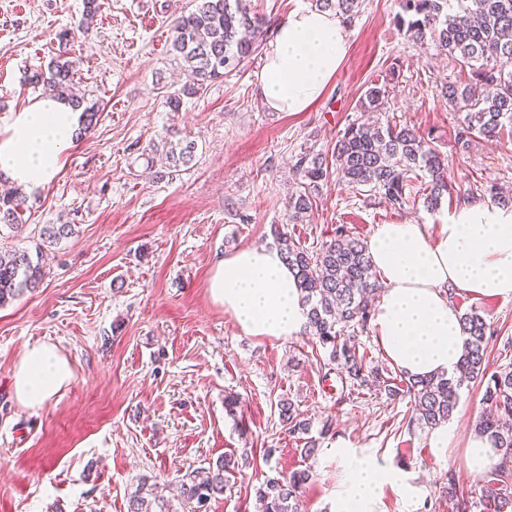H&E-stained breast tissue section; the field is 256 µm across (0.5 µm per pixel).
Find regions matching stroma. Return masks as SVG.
<instances>
[{
  "label": "stroma",
  "instance_id": "1",
  "mask_svg": "<svg viewBox=\"0 0 512 512\" xmlns=\"http://www.w3.org/2000/svg\"><path fill=\"white\" fill-rule=\"evenodd\" d=\"M406 0H361L347 27L349 49L321 100L307 112H274L256 90L264 55L186 97L179 113L166 93L186 77L170 51L171 21L190 0H97L88 33L68 45L76 87L97 104V125L62 156L47 184L28 190L26 225H0V247L35 249L46 224L74 235L45 248L39 287L0 307V512H127L142 480L176 486L180 475L218 457L237 466L207 512H257L256 491L270 477L307 470L301 512H334L343 469L340 448L403 468L409 488L384 487L373 512H451L447 488L476 499L483 478L463 467L485 383L472 382L448 422L445 462H435L429 429L409 421L407 401L353 387L325 370L328 352L302 334L287 340L246 335L212 300L215 263L238 249L274 246L287 231L307 250L337 227L370 239L381 224L439 223L444 210L399 211L324 182L313 208L288 219L299 190L301 155L330 154L371 84L387 85L380 123L416 129L466 186L512 195V136L459 150L456 122L440 98L443 83L468 74L431 40L417 42L399 23ZM85 0H0V129L42 97L30 75L47 69L56 35L76 28ZM197 144L177 169L147 164L167 130ZM461 311L483 315L492 332L488 372L512 339V299L457 293ZM54 344L72 382L39 409L22 407L12 372L23 351ZM238 397L227 412L226 396ZM308 420L319 451L301 453L278 402Z\"/></svg>",
  "mask_w": 512,
  "mask_h": 512
}]
</instances>
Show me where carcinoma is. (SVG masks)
Instances as JSON below:
<instances>
[{
	"label": "carcinoma",
	"mask_w": 512,
	"mask_h": 512,
	"mask_svg": "<svg viewBox=\"0 0 512 512\" xmlns=\"http://www.w3.org/2000/svg\"><path fill=\"white\" fill-rule=\"evenodd\" d=\"M450 0H406L412 13L408 30L416 39L430 38L448 50L463 69H469L466 83L452 82L441 89L448 111L460 113L455 143L466 149L476 137L494 140L504 127L512 125V0H459L463 14L448 13ZM322 10L349 21L360 0H316ZM262 21L251 15L243 0H196L194 9L172 20L173 59L188 72L190 80L182 88L166 94L171 112L180 111L181 97L202 95L208 82L238 69L259 48L257 33ZM76 65L61 51L47 70L36 71L29 81L41 85L51 97L82 109L81 122L89 128L98 119L95 105L82 107L72 97ZM387 88L374 84L367 88L361 108L381 112L387 103ZM196 144L187 139L165 152L172 167L188 165L195 158ZM334 170L321 157L304 155L294 164L306 180L304 190L288 202L289 220L297 221L313 208L320 183L336 174V181L352 189H366L391 207L402 210L416 200L429 211L440 208L444 197H474L472 189H462L448 174V163L431 148L424 137L406 126L349 124L337 136L333 148ZM27 198L17 188L0 190V223L14 232L24 228ZM73 224H46L40 238L50 244L74 234ZM281 257L294 271L300 301L306 308L304 330L320 346L329 350V364L348 380L365 386L369 378L382 382L393 399H409V422L434 429L447 423L458 404L464 384L482 380L490 344L489 327L476 312L461 315L465 352L456 372L412 378L403 373L382 378L379 370L368 368L366 354L341 339L337 326L364 332L370 325L375 295L382 284L371 267L363 239L339 227L336 236L319 249L307 251L288 233L274 229ZM42 267L23 248L0 251V306L39 286ZM487 379V378H485ZM485 411L475 421V431L485 435L502 454V464L488 475L479 499L458 498L454 477H448V498L457 499L458 512H508L512 509V362L491 374L484 393ZM279 417L293 433L308 431L294 404L278 403ZM234 459L224 456L208 466L185 473L178 480V506L165 497L166 487L143 481L131 494L128 512H205L211 499L224 494ZM308 471L270 478L256 492L259 512H296L297 498L310 482Z\"/></svg>",
	"instance_id": "1"
}]
</instances>
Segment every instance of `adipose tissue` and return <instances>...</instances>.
I'll return each instance as SVG.
<instances>
[{"label": "adipose tissue", "mask_w": 512, "mask_h": 512, "mask_svg": "<svg viewBox=\"0 0 512 512\" xmlns=\"http://www.w3.org/2000/svg\"><path fill=\"white\" fill-rule=\"evenodd\" d=\"M348 52L335 13L298 7L275 21L257 89L274 112H306L322 98ZM80 114L41 98L17 112L0 136V174L27 187L46 184L75 142ZM383 284L370 321L389 361L410 376L452 373L462 358L460 314L450 291L476 298H512V208L471 202L452 221L381 224L367 243ZM247 335L288 339L306 321L297 281L278 249L249 246L216 262L208 284ZM72 364L54 345L28 348L12 373L17 401L49 402L73 379ZM343 481L336 512H372L383 486H397L400 470L338 449Z\"/></svg>", "instance_id": "ef3b65f1"}]
</instances>
